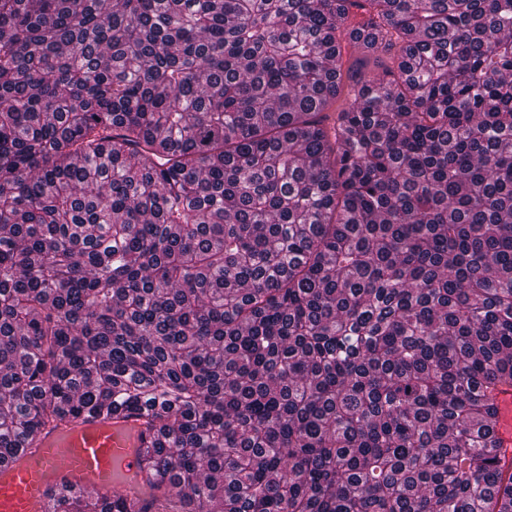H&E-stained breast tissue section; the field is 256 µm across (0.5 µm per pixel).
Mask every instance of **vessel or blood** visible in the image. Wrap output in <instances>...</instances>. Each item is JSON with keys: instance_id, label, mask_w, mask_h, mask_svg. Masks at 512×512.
Instances as JSON below:
<instances>
[{"instance_id": "1", "label": "vessel or blood", "mask_w": 512, "mask_h": 512, "mask_svg": "<svg viewBox=\"0 0 512 512\" xmlns=\"http://www.w3.org/2000/svg\"><path fill=\"white\" fill-rule=\"evenodd\" d=\"M145 426L138 414L82 416L66 431L44 434L36 448H22L15 457L0 462V512H43L49 495L62 486L91 488L111 493L115 470L129 481L125 493L143 488ZM496 436L512 447V389L496 399Z\"/></svg>"}]
</instances>
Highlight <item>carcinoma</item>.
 I'll use <instances>...</instances> for the list:
<instances>
[{
  "instance_id": "1",
  "label": "carcinoma",
  "mask_w": 512,
  "mask_h": 512,
  "mask_svg": "<svg viewBox=\"0 0 512 512\" xmlns=\"http://www.w3.org/2000/svg\"><path fill=\"white\" fill-rule=\"evenodd\" d=\"M500 388L512 0H0V453L151 435L49 512H512Z\"/></svg>"
}]
</instances>
